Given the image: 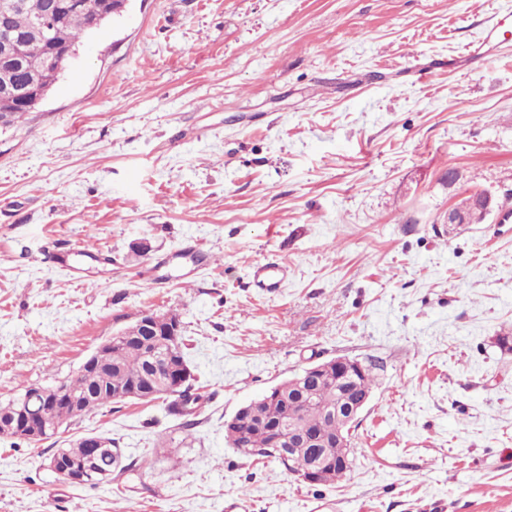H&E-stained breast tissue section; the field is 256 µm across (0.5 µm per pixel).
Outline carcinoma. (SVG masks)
Masks as SVG:
<instances>
[{
	"instance_id": "cac0c4a2",
	"label": "carcinoma",
	"mask_w": 512,
	"mask_h": 512,
	"mask_svg": "<svg viewBox=\"0 0 512 512\" xmlns=\"http://www.w3.org/2000/svg\"><path fill=\"white\" fill-rule=\"evenodd\" d=\"M24 8L11 18L12 26L23 36L24 73L38 74L43 83L51 84L58 76L49 60L56 50L73 48L89 34V19L111 11L116 0H79L81 8L62 16L56 24L52 40L46 41L35 29V23L49 10L52 0H23ZM191 374L183 350L182 322L176 314L139 316L112 337V346L98 354L96 365L60 381L52 390L79 395L83 408L74 412L61 398L47 408L44 396L28 386L22 392L0 400V422L16 416L46 429L50 437L56 428L67 426L100 410L127 400L167 401V411L181 420V428L189 431L197 424V414L205 396L191 382L178 386L176 378ZM375 382L373 364L365 365L352 378L336 377V366L322 365V371L297 382L289 378L258 399V405L224 422V437L241 453L278 463L300 480L317 459L324 466L317 483L328 485L343 479L353 465L352 450L336 447V432L341 424L329 413L336 402L371 393ZM303 429L322 445L318 448L288 447V429ZM54 453L65 463L77 467L97 486L134 470L136 463L126 462L122 449L107 436L88 433L66 448Z\"/></svg>"
}]
</instances>
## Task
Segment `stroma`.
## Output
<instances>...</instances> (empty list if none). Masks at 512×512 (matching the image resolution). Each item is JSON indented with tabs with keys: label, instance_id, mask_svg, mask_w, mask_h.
I'll return each instance as SVG.
<instances>
[{
	"label": "stroma",
	"instance_id": "obj_1",
	"mask_svg": "<svg viewBox=\"0 0 512 512\" xmlns=\"http://www.w3.org/2000/svg\"><path fill=\"white\" fill-rule=\"evenodd\" d=\"M512 0H129L0 129V397L178 314L197 426L127 401L0 438V512H512ZM459 175L449 183V170ZM198 252H191V244ZM288 268L275 295L252 265ZM377 364L333 485L228 446L224 421L311 364ZM90 432L134 472L45 469Z\"/></svg>",
	"mask_w": 512,
	"mask_h": 512
}]
</instances>
